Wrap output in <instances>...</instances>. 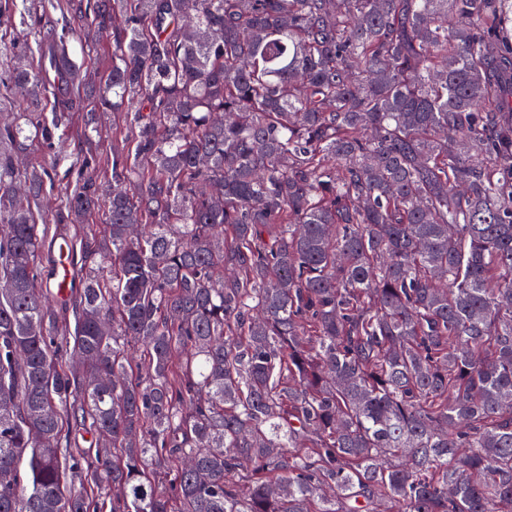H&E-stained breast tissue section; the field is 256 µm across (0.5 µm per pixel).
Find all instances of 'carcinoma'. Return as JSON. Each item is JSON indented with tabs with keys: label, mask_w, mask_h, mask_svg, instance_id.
<instances>
[{
	"label": "carcinoma",
	"mask_w": 512,
	"mask_h": 512,
	"mask_svg": "<svg viewBox=\"0 0 512 512\" xmlns=\"http://www.w3.org/2000/svg\"><path fill=\"white\" fill-rule=\"evenodd\" d=\"M68 5L95 89L0 3V512H512V0ZM18 18L14 20L8 14H0V66L1 61L6 64H11L14 60V41L18 35ZM16 25V27H15ZM70 26L73 28L70 49L74 57L87 74L100 76L111 65L112 39L109 42L105 36L99 37L78 21L73 23V19Z\"/></svg>",
	"instance_id": "cac0c4a2"
}]
</instances>
